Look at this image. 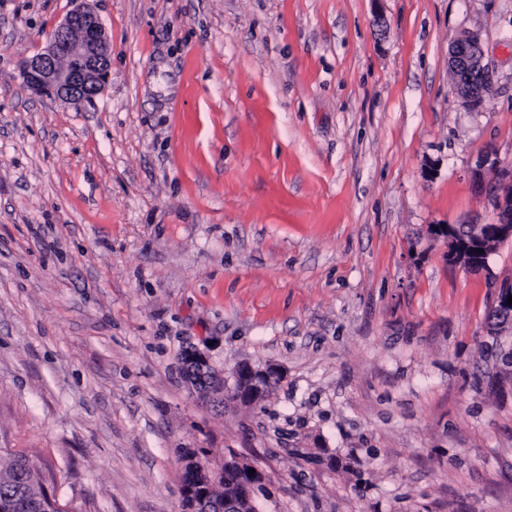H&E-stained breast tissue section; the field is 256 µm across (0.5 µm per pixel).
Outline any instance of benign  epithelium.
<instances>
[{
	"label": "benign epithelium",
	"mask_w": 512,
	"mask_h": 512,
	"mask_svg": "<svg viewBox=\"0 0 512 512\" xmlns=\"http://www.w3.org/2000/svg\"><path fill=\"white\" fill-rule=\"evenodd\" d=\"M77 6L56 28L44 49L23 61L21 66L24 84L39 95L53 96L65 103H79L100 95L111 66L110 51L102 22L90 5V0H76ZM449 68L454 70L457 94L468 107L479 106L486 93V84L478 76L488 72L480 38L474 33L457 37L450 46ZM496 221L480 224L470 230L459 224L436 227L430 225L431 234L444 241L448 265L468 271L487 268L489 247L495 243L512 241V170L504 174L493 196ZM512 287L501 288L491 313L492 332L501 336L512 332V305L508 298ZM186 378L224 393V379L212 370L208 359L200 352H191L183 364ZM235 376L244 385L237 399L246 402L264 395L272 384L282 377V370L275 364L255 367L242 364ZM228 469L237 471L235 494L224 498L219 512H241L240 504L253 505L261 486L260 471L248 474L252 466H242L235 456L224 459Z\"/></svg>",
	"instance_id": "obj_1"
}]
</instances>
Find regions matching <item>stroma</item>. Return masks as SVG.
I'll return each mask as SVG.
<instances>
[{
  "label": "stroma",
  "instance_id": "35a3bbf8",
  "mask_svg": "<svg viewBox=\"0 0 512 512\" xmlns=\"http://www.w3.org/2000/svg\"><path fill=\"white\" fill-rule=\"evenodd\" d=\"M91 4L111 72L73 105L21 64L75 0H0V454L65 512H184L186 448L258 466V512H512V338L487 329L512 242L469 273L429 232L496 218L512 0ZM243 362L283 371L252 405ZM484 54L477 34L457 37L450 46L448 65L454 70L457 94L468 107H478L488 87L479 82L478 75L489 73L484 64ZM183 368L186 374L187 380L193 386L192 383L198 384L199 381H202L205 386H210V388L215 389V393L212 394H222V397L213 399L212 406L219 407L224 404V379L218 377L215 372L212 370L208 359L200 352L191 351V354L186 363H183ZM210 377H207V376ZM196 377L198 380H196Z\"/></svg>",
  "mask_w": 512,
  "mask_h": 512
}]
</instances>
